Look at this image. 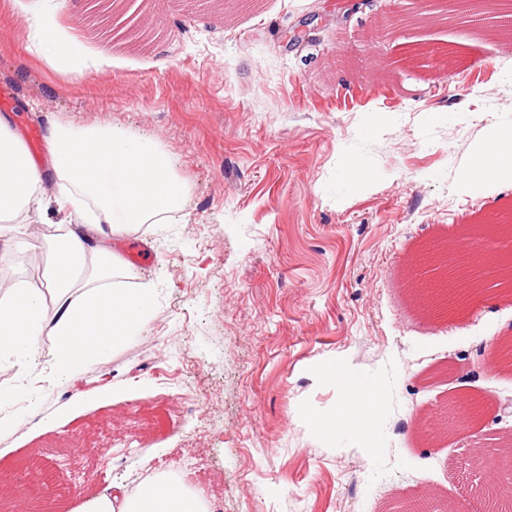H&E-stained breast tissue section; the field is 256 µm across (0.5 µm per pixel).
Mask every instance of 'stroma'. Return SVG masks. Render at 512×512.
I'll use <instances>...</instances> for the list:
<instances>
[{
    "label": "stroma",
    "mask_w": 512,
    "mask_h": 512,
    "mask_svg": "<svg viewBox=\"0 0 512 512\" xmlns=\"http://www.w3.org/2000/svg\"><path fill=\"white\" fill-rule=\"evenodd\" d=\"M34 0H0V85L13 129L118 124L158 139L191 189L183 224L113 239L144 250L129 287L152 320L103 366L56 379L48 353L0 361L13 398L0 476L42 463L74 492L178 474L209 512H391L456 499L477 449L512 428V294L427 312L413 265L458 228L512 215V186L457 180L512 124V31L433 0H73L66 35L111 67L75 80L44 59ZM303 40L287 37L304 18ZM368 180L346 181L351 161ZM376 382L372 441L324 432L344 393Z\"/></svg>",
    "instance_id": "stroma-1"
}]
</instances>
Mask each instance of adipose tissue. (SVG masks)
Returning <instances> with one entry per match:
<instances>
[{"instance_id":"ef3b65f1","label":"adipose tissue","mask_w":512,"mask_h":512,"mask_svg":"<svg viewBox=\"0 0 512 512\" xmlns=\"http://www.w3.org/2000/svg\"><path fill=\"white\" fill-rule=\"evenodd\" d=\"M36 31L48 62L86 54L77 38H62L55 24L37 22ZM45 142L46 172L0 117V262L24 248L43 264L40 285L16 283L0 291V358L30 365L45 337L55 376L69 379L102 363L152 317V289L116 284L130 270L113 251V237L142 224L183 223L189 187L156 139L116 125L54 121ZM49 174L57 186L55 207L65 219L45 239L20 241L18 224L46 209L42 189ZM460 182L512 183V124L485 133ZM339 377L345 394L336 412L321 416V425L370 434L382 410L380 388L346 371ZM69 512H207V506L200 491L160 476L134 494L111 484Z\"/></svg>"}]
</instances>
